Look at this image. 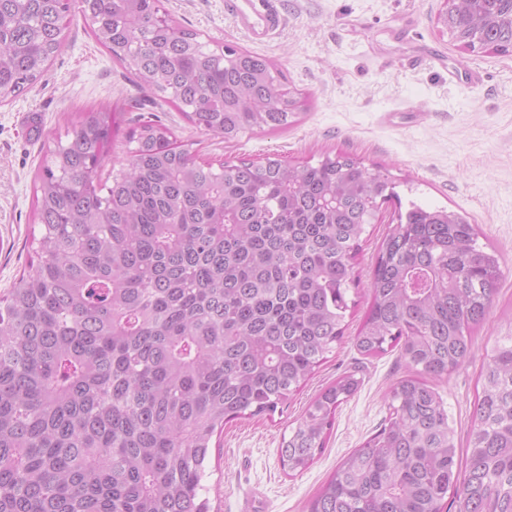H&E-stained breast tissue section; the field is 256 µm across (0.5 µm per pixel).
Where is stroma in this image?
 I'll list each match as a JSON object with an SVG mask.
<instances>
[{
	"label": "stroma",
	"mask_w": 512,
	"mask_h": 512,
	"mask_svg": "<svg viewBox=\"0 0 512 512\" xmlns=\"http://www.w3.org/2000/svg\"><path fill=\"white\" fill-rule=\"evenodd\" d=\"M162 3L186 28L275 59L287 87L311 96L298 124L229 144L196 131L173 106L146 104V113L173 128L198 159L261 163L275 154L298 163L345 152L367 168H386L402 201L466 215L479 228V244L496 250L503 277L493 309L473 335L470 360L439 385L457 438L465 440L486 352L512 326V56L460 49L436 25L445 0H280L286 23L259 46L225 15L224 0ZM467 71L477 79L464 80ZM141 95L129 71L97 43L90 21L74 12L41 79L0 103V289L30 263L34 179L48 145L65 139L78 112L112 104L119 111L111 160L121 162L138 118L122 105ZM393 217V205H383L363 245L346 340L283 415L229 422L213 441L206 480L211 512H242L248 500L254 512H306L341 458L379 429L387 415L384 395L405 369L393 352L361 356L351 338ZM354 368L362 369L364 384L342 405L324 453L289 477L279 455L286 427L319 389Z\"/></svg>",
	"instance_id": "obj_1"
}]
</instances>
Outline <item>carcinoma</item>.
I'll list each match as a JSON object with an SVG mask.
<instances>
[{
    "mask_svg": "<svg viewBox=\"0 0 512 512\" xmlns=\"http://www.w3.org/2000/svg\"><path fill=\"white\" fill-rule=\"evenodd\" d=\"M78 2L138 87L203 134L229 143L308 108L269 58L203 39L161 0ZM70 12L0 0V101L41 78ZM441 22L463 50L512 55V0H461ZM114 126L108 108L80 112L48 149L41 234L0 296V512H210L213 438L283 412L343 342L364 234L400 201L386 172L346 154L215 166L143 116L103 181ZM478 237L445 208L397 212L352 341L367 357L398 352L409 374L308 512H512V327L486 355L463 464L438 389L471 357L502 278ZM362 385L338 376L288 425V475L323 453Z\"/></svg>",
    "mask_w": 512,
    "mask_h": 512,
    "instance_id": "carcinoma-1",
    "label": "carcinoma"
}]
</instances>
